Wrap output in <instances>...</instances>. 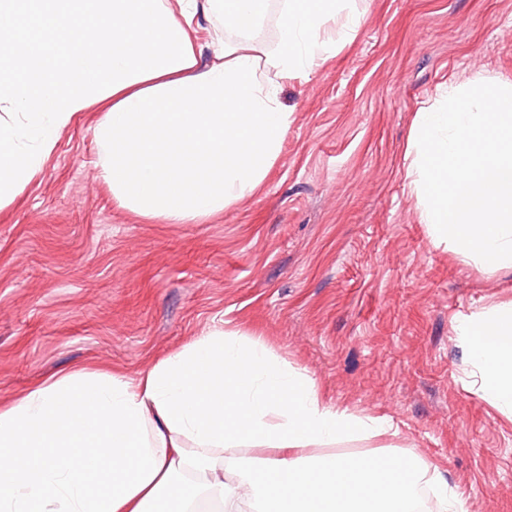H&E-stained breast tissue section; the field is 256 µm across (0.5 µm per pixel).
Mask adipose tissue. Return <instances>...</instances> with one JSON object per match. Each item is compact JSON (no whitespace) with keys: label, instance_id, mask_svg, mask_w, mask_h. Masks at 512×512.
Listing matches in <instances>:
<instances>
[{"label":"adipose tissue","instance_id":"adipose-tissue-1","mask_svg":"<svg viewBox=\"0 0 512 512\" xmlns=\"http://www.w3.org/2000/svg\"><path fill=\"white\" fill-rule=\"evenodd\" d=\"M348 0H283L275 49L254 32L269 0H0V208L23 193L58 133L101 106L98 167L139 217L201 224L253 196L290 124L279 93L326 60L322 33ZM216 19L211 59L195 37ZM484 399L512 418V303L460 325ZM390 424L326 400L306 368L260 340L212 329L136 377L74 367L0 404V512H411L431 483L459 488L411 452L363 461L316 453ZM262 447L244 459L236 448Z\"/></svg>","mask_w":512,"mask_h":512}]
</instances>
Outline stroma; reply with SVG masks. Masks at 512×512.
Here are the masks:
<instances>
[{
    "label": "stroma",
    "instance_id": "1",
    "mask_svg": "<svg viewBox=\"0 0 512 512\" xmlns=\"http://www.w3.org/2000/svg\"><path fill=\"white\" fill-rule=\"evenodd\" d=\"M335 47L285 81L291 124L263 191L205 224L120 208L99 177L98 108L0 209V402L73 366L128 376L214 328L260 334L338 407L387 419L328 453L414 451L512 512V420L482 397L458 326L512 301V267L433 241L407 175L417 112L446 84L512 81V0H354Z\"/></svg>",
    "mask_w": 512,
    "mask_h": 512
}]
</instances>
